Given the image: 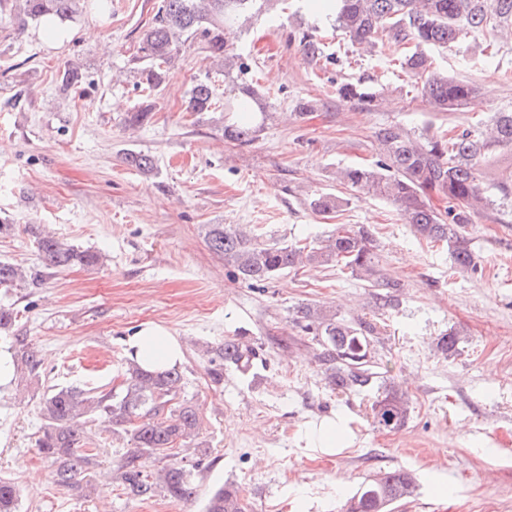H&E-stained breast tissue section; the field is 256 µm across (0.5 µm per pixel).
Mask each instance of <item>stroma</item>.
<instances>
[{
	"instance_id": "stroma-1",
	"label": "stroma",
	"mask_w": 512,
	"mask_h": 512,
	"mask_svg": "<svg viewBox=\"0 0 512 512\" xmlns=\"http://www.w3.org/2000/svg\"><path fill=\"white\" fill-rule=\"evenodd\" d=\"M159 0H112L99 12L84 0L50 42L40 22H0V260L40 265L35 237L49 232L97 252L93 267L74 266L38 288L0 290L15 328L40 362L0 393V478L18 491L19 512H205L211 494L237 483L251 512H339L369 476L413 471L416 497L395 512H512V198L497 185L512 176V151L481 165L496 205L466 228L477 269L456 274L447 247L427 243L384 200L355 192L338 169L372 163L375 132L396 124L412 134L456 125L484 128L489 113L512 111V38L486 34L431 52L437 68L478 86L457 113L428 105L389 47L363 52L329 33L327 67L305 63L298 35L312 20L300 0L247 13L230 34L251 65L253 86L273 117L251 144L224 136L209 116L185 112L194 80L231 91L200 40L185 42L154 96L150 122L125 124L142 101L138 41ZM82 74L61 85L65 67ZM364 80L383 93L372 109L344 101L337 84ZM311 104L296 117L299 102ZM154 157L146 175L125 152ZM343 200L323 216L309 203ZM251 228L270 244H314L339 224L368 229L381 267L402 283L398 309L378 313L366 282L336 267H299L250 286L213 254L209 225ZM318 306L353 320L380 317L378 350L412 402L407 425L386 434L371 426L374 390L337 394L315 362L310 339H297V307ZM153 322L179 336L183 396L196 406L198 447L183 453L195 467L193 494L173 501L134 499L111 483L127 437L89 419L96 464L85 494L55 483L36 440L41 405L52 389L109 391L125 378V340ZM467 343L445 357L434 340L448 327ZM247 333L258 357L245 369L210 362L202 346ZM335 420L336 453L316 448L313 426Z\"/></svg>"
}]
</instances>
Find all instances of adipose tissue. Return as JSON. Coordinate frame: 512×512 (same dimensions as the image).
Segmentation results:
<instances>
[{
  "instance_id": "obj_1",
  "label": "adipose tissue",
  "mask_w": 512,
  "mask_h": 512,
  "mask_svg": "<svg viewBox=\"0 0 512 512\" xmlns=\"http://www.w3.org/2000/svg\"><path fill=\"white\" fill-rule=\"evenodd\" d=\"M126 354L144 370L162 371L182 363L184 346L165 327L147 323L128 338Z\"/></svg>"
}]
</instances>
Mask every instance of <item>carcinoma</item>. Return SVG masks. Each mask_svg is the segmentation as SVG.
I'll use <instances>...</instances> for the list:
<instances>
[{
	"label": "carcinoma",
	"instance_id": "carcinoma-1",
	"mask_svg": "<svg viewBox=\"0 0 512 512\" xmlns=\"http://www.w3.org/2000/svg\"><path fill=\"white\" fill-rule=\"evenodd\" d=\"M271 0H161L157 12L141 27L139 59L141 92L150 98L163 84L168 65L181 44L200 39L208 57L224 64V77L232 82L245 79L250 65L247 57L225 39V31L255 8ZM81 0H0V20L18 11L33 20L65 21L79 13ZM341 30L366 51L389 42L402 50L399 64L417 85L426 101L440 112H460L476 94L472 84L450 79L437 71L435 61L424 47L448 48L473 33L512 36V0H326L319 25L299 37L303 57L309 62L332 63L318 36L320 25ZM244 98L221 100L210 78L196 81L188 91L185 111L212 112L219 107L240 115L224 126V136L239 144L253 142L268 117L265 106L249 84L240 87ZM337 94L364 108L377 105L381 91L358 80L338 85ZM378 159L367 166H347L338 171L339 181L355 191L371 194L396 206L401 219L429 242H444L451 251L455 268L461 272L477 268L465 236L466 225L491 205L482 187L479 165L498 149H512V112H494L486 131L468 127L447 137L425 132L417 137L397 125L375 132ZM127 165L143 172L155 170L152 156L128 151ZM446 201L444 209L432 206L431 199ZM340 200L323 194L310 202L311 209L328 215ZM206 243L224 258L233 276L251 285L273 279L301 264L314 267H344L371 287L385 289L373 294L375 306L390 310L399 305L394 292L401 283L380 274V258L373 235L363 227L336 225V231L315 246L267 244L238 226L213 224ZM38 250L43 268L26 270L0 261V289L24 282L39 287L49 269L80 264L93 266L100 256L79 250L53 235L39 237ZM298 332L311 337L318 346L315 355L327 384L342 393L376 389L371 405L373 428L380 432L402 429L411 412L409 398L387 377L389 369L377 356V323L359 319L348 321L318 307H301L294 315ZM462 337L455 329L436 338L435 350L452 355ZM18 360L30 372L37 361L28 337H13ZM228 365L246 367L256 356V348L242 336L224 340L216 350ZM182 374L176 368L149 372L133 364L128 367L119 390L91 394L74 388H59L46 395L41 407L45 421L37 446L54 466V480L72 489H83L82 481L91 462L87 452L92 437L86 417L97 416L114 433L129 436L133 448L113 471L112 482L132 497H151L161 492L180 501L193 490V473L178 460V449L195 443L198 414L195 406L181 397ZM141 453L164 460L155 474L137 465ZM418 489L415 474L395 468L376 474L361 483L342 505L341 512H392L395 505L413 497ZM17 489L0 479V512H16ZM206 512H248V500L235 484L225 485L210 496Z\"/></svg>",
	"mask_w": 512,
	"mask_h": 512
}]
</instances>
